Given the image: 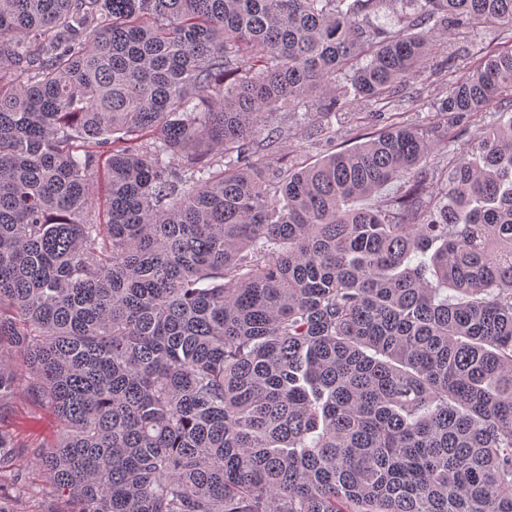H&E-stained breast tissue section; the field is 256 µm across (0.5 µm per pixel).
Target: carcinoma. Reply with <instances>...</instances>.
Returning <instances> with one entry per match:
<instances>
[{
	"mask_svg": "<svg viewBox=\"0 0 512 512\" xmlns=\"http://www.w3.org/2000/svg\"><path fill=\"white\" fill-rule=\"evenodd\" d=\"M432 21L512 0H0V417L60 422L0 512H512V115L436 195L409 124L254 158L285 108L395 97ZM508 90L490 49L448 138Z\"/></svg>",
	"mask_w": 512,
	"mask_h": 512,
	"instance_id": "cac0c4a2",
	"label": "carcinoma"
}]
</instances>
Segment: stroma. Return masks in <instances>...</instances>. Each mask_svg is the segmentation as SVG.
<instances>
[{"label":"stroma","mask_w":512,"mask_h":512,"mask_svg":"<svg viewBox=\"0 0 512 512\" xmlns=\"http://www.w3.org/2000/svg\"><path fill=\"white\" fill-rule=\"evenodd\" d=\"M428 35L434 49L426 71L407 82L403 94L380 103L356 104L334 114H310L304 127L292 128L288 138L280 141L270 154L294 167L309 165L326 154L354 145L360 135L379 131L392 122H404L430 131L435 152L429 163L428 183L431 189H439L447 178L448 158L458 154L463 143L475 137L480 129L494 125L501 113L512 110V101L503 95L484 112L465 119L459 126L458 140L451 142L434 132L437 107L459 75L458 70L449 68L448 58L454 55L476 60L488 48L512 46V34L498 25H481L463 34H445L435 28ZM0 425L13 431L17 441L15 453L22 460L29 458L33 448L52 440L58 431V423L50 413L24 400L16 402Z\"/></svg>","instance_id":"35a3bbf8"}]
</instances>
